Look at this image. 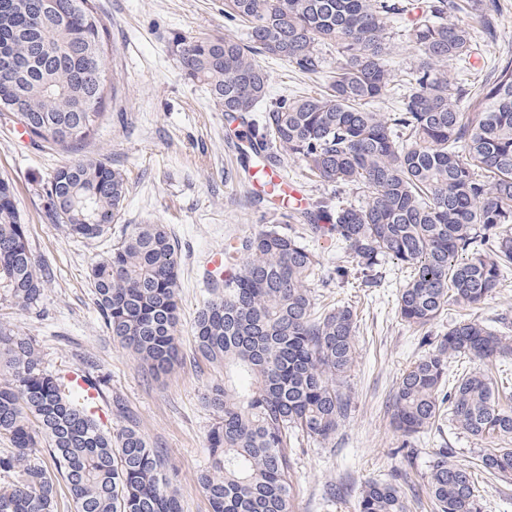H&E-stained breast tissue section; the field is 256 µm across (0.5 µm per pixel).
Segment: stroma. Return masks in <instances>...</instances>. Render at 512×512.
Returning <instances> with one entry per match:
<instances>
[{
	"mask_svg": "<svg viewBox=\"0 0 512 512\" xmlns=\"http://www.w3.org/2000/svg\"><path fill=\"white\" fill-rule=\"evenodd\" d=\"M112 50L107 67L116 73L120 100L99 136L82 153L119 165L129 193L121 220L95 240L67 237L45 215L43 188L68 153L31 139H18L17 126L0 117V177L9 179L26 226L30 248L51 269L42 304L24 313L0 299V323L39 342L45 367L61 372L88 367L106 376L125 401L143 434L165 454L176 473L184 512H211L198 478L208 465V434L216 415L204 402L224 371L196 354L192 325L207 296L204 273L213 253L235 237L268 224L279 196L256 187L241 168L243 145L229 135L224 114L206 90L185 79L169 40L225 32L224 0H97ZM497 43L480 47L471 73L487 72L491 56L512 53V0H501ZM272 96L319 87L316 77L298 74L283 62L263 59ZM167 224L178 243L180 266V365L168 376H146L132 355L106 331L95 304L91 268L121 241L133 224ZM307 246L321 255V272L310 285L320 304L352 307L357 316V358L348 379L351 410L334 441L297 448L295 512H357L362 486L395 484L409 512H432L426 490L428 467L440 453L468 465L493 440L463 434L451 423L409 438L391 423L392 396L405 369L424 355L454 320L476 318L512 337V277L476 307L450 306L420 331L397 309L405 272L387 258L379 286L361 285L356 274L339 282L334 270L346 253L325 237Z\"/></svg>",
	"mask_w": 512,
	"mask_h": 512,
	"instance_id": "stroma-1",
	"label": "stroma"
}]
</instances>
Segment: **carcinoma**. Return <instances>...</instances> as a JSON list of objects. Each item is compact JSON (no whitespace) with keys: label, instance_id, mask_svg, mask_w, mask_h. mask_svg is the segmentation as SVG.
Here are the masks:
<instances>
[{"label":"carcinoma","instance_id":"cac0c4a2","mask_svg":"<svg viewBox=\"0 0 512 512\" xmlns=\"http://www.w3.org/2000/svg\"><path fill=\"white\" fill-rule=\"evenodd\" d=\"M499 0H224L237 34L186 37L171 51L186 79L204 86L227 121L250 127L262 167L298 161L331 191L239 240L225 252L229 277L209 276L208 299L193 324L195 351L224 367V385L204 395L217 414L208 439L210 465L200 475L211 512H294L295 448L335 438L350 408L345 392L356 358L357 321L348 306L316 308L309 282L321 261L298 231L306 224L345 245L367 287L382 278V259L411 269L399 290L401 318L432 325L453 301L483 303L512 272V55L500 56L477 86L440 69L469 63L483 42L498 40ZM411 14L399 29L390 21ZM477 18L481 32L458 19ZM414 50L404 78L388 64L394 41ZM336 53L324 69L320 46ZM109 34L95 0H0V112L33 140L77 155L57 168L45 212L67 235L101 236L127 197L125 173L83 144L105 116ZM303 75L326 74L311 94L267 102L270 76L260 58ZM399 107L375 111L389 92ZM252 112L258 116L246 119ZM361 191L366 203L341 199ZM64 197L57 212L51 191ZM49 269L34 257L14 188L0 179V289L21 311L39 306ZM95 303L110 336L152 377L178 360L179 261L167 225L134 224L92 269ZM512 348L484 321L448 325L435 349L402 375L392 418L405 436L455 426L504 448H489L477 467L512 482V409L481 371L448 378V359L493 361ZM0 512H59L63 477L74 512H183L158 450L123 399L112 411L125 422L109 431L47 371L36 340L0 326ZM49 449L52 465L37 454ZM427 487L434 512H481L470 467L432 461ZM358 512H407L398 487L366 483Z\"/></svg>","mask_w":512,"mask_h":512}]
</instances>
